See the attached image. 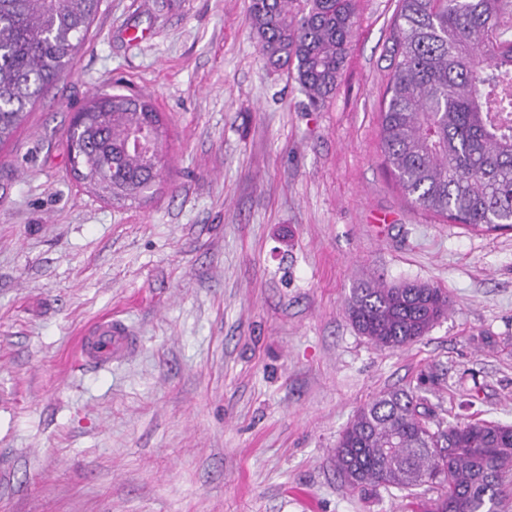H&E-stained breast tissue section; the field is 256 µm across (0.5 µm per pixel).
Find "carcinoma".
Here are the masks:
<instances>
[{
  "label": "carcinoma",
  "instance_id": "1",
  "mask_svg": "<svg viewBox=\"0 0 512 512\" xmlns=\"http://www.w3.org/2000/svg\"><path fill=\"white\" fill-rule=\"evenodd\" d=\"M100 2L0 0V145L68 69ZM249 23L310 106L335 92L353 0H250ZM392 51L379 141L404 195L454 224L511 229L512 0H399ZM166 137L150 97L101 91L68 129L74 177L104 200L139 202L161 177ZM450 306L435 286L373 280L353 291L347 314L375 346L400 349ZM334 457L351 487L439 486L431 512H497L512 496V425L446 426L409 388L360 407Z\"/></svg>",
  "mask_w": 512,
  "mask_h": 512
}]
</instances>
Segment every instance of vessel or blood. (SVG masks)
<instances>
[{"label":"vessel or blood","instance_id":"b4317fda","mask_svg":"<svg viewBox=\"0 0 512 512\" xmlns=\"http://www.w3.org/2000/svg\"><path fill=\"white\" fill-rule=\"evenodd\" d=\"M134 339L129 329L120 322L106 318L93 324L78 339L75 359L82 364L106 367L125 357L133 347Z\"/></svg>","mask_w":512,"mask_h":512}]
</instances>
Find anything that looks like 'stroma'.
<instances>
[{"label":"stroma","instance_id":"obj_1","mask_svg":"<svg viewBox=\"0 0 512 512\" xmlns=\"http://www.w3.org/2000/svg\"><path fill=\"white\" fill-rule=\"evenodd\" d=\"M249 0H102L69 70L0 146V512H425L436 486L353 489L333 450L412 388L438 418L512 424V230L407 200L380 112L397 0H355L335 92L272 69ZM121 81L168 127L151 197L108 203L66 136ZM366 280L453 306L399 350L346 314ZM124 320L137 346L73 363ZM78 339L75 360L82 364L106 367L125 357L133 347V333L112 318L102 319Z\"/></svg>","mask_w":512,"mask_h":512}]
</instances>
